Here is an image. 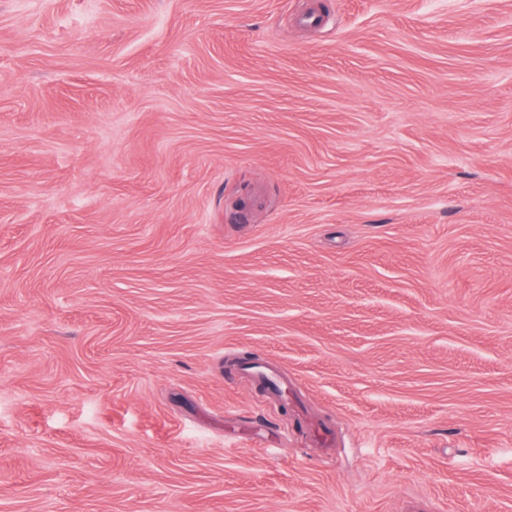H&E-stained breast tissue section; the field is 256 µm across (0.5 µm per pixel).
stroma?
I'll return each instance as SVG.
<instances>
[{"label": "stroma", "mask_w": 512, "mask_h": 512, "mask_svg": "<svg viewBox=\"0 0 512 512\" xmlns=\"http://www.w3.org/2000/svg\"><path fill=\"white\" fill-rule=\"evenodd\" d=\"M0 512H512V0H0ZM241 371L260 385L268 388L273 394L277 395L279 392L280 387L277 378L265 366L255 362H245L241 365Z\"/></svg>", "instance_id": "35a3bbf8"}]
</instances>
